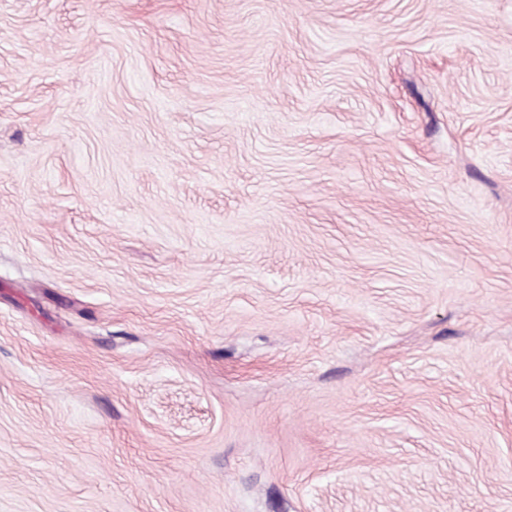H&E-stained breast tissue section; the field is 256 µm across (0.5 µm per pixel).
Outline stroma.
<instances>
[{
  "label": "stroma",
  "instance_id": "stroma-1",
  "mask_svg": "<svg viewBox=\"0 0 512 512\" xmlns=\"http://www.w3.org/2000/svg\"><path fill=\"white\" fill-rule=\"evenodd\" d=\"M0 512H512V0H0Z\"/></svg>",
  "mask_w": 512,
  "mask_h": 512
}]
</instances>
